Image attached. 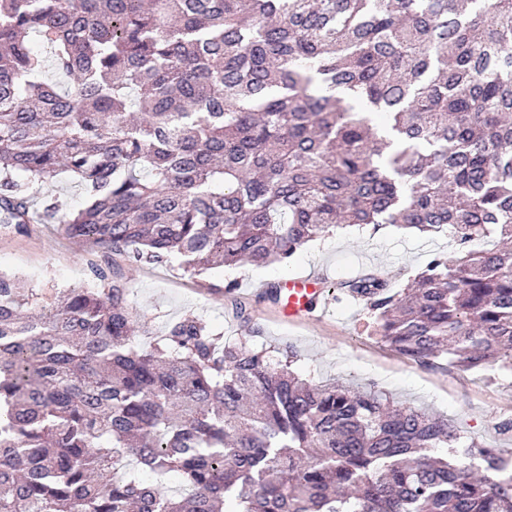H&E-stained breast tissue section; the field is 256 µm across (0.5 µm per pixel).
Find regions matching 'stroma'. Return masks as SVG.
I'll use <instances>...</instances> for the list:
<instances>
[{
	"mask_svg": "<svg viewBox=\"0 0 512 512\" xmlns=\"http://www.w3.org/2000/svg\"><path fill=\"white\" fill-rule=\"evenodd\" d=\"M452 238L420 236L392 224L336 228L304 245L286 263L221 267L195 275L180 268L178 260L162 265L123 267L133 306L145 316L150 335L140 337L149 346L167 323L186 313L200 316L232 341L242 334L230 302L218 301L209 284L237 280V294L252 302L254 323L272 346V360L283 352L295 356L294 370L313 382L336 380L372 387L395 401L429 408L448 418L464 437L486 448H511L512 431L497 426L512 420V371L497 366L462 371L446 359L419 366L394 352L370 327L363 304L339 294V283L373 270L388 277L394 287L407 285L439 253L452 252ZM88 248L53 224H33L18 234L0 228V271L21 275L37 303L53 302L60 290L85 288ZM321 272L335 294L330 314L321 321L288 322L279 307L255 304L268 285L307 273Z\"/></svg>",
	"mask_w": 512,
	"mask_h": 512,
	"instance_id": "35a3bbf8",
	"label": "stroma"
}]
</instances>
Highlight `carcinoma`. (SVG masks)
I'll list each match as a JSON object with an SVG mask.
<instances>
[{
	"instance_id": "obj_1",
	"label": "carcinoma",
	"mask_w": 512,
	"mask_h": 512,
	"mask_svg": "<svg viewBox=\"0 0 512 512\" xmlns=\"http://www.w3.org/2000/svg\"><path fill=\"white\" fill-rule=\"evenodd\" d=\"M63 171L78 209L44 193ZM0 223L102 252L27 313L0 272V512H512L496 450L434 455L448 419L274 366L257 326L187 313L141 348L117 264L446 232L415 286L339 288L416 364L511 356L512 247L474 242L512 241V0H0Z\"/></svg>"
}]
</instances>
